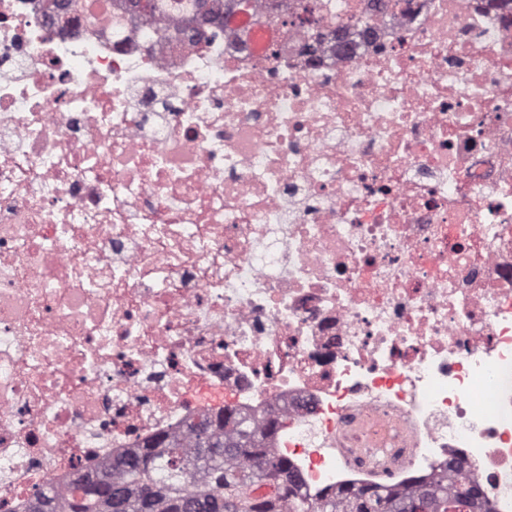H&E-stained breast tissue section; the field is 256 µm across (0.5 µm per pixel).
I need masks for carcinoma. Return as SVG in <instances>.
Instances as JSON below:
<instances>
[{"label":"carcinoma","mask_w":512,"mask_h":512,"mask_svg":"<svg viewBox=\"0 0 512 512\" xmlns=\"http://www.w3.org/2000/svg\"><path fill=\"white\" fill-rule=\"evenodd\" d=\"M194 447L171 438L163 448L109 464L84 483L54 497L42 494L28 512H454L475 505L478 487L461 462L451 466L453 492L425 485L403 494L368 483L356 492H332L318 502L297 497L298 477L288 460L269 453L264 437L240 421L220 418L191 427Z\"/></svg>","instance_id":"obj_1"}]
</instances>
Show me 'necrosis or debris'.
<instances>
[{
  "mask_svg": "<svg viewBox=\"0 0 512 512\" xmlns=\"http://www.w3.org/2000/svg\"><path fill=\"white\" fill-rule=\"evenodd\" d=\"M238 2L0 0V512L226 412L512 512V0Z\"/></svg>",
  "mask_w": 512,
  "mask_h": 512,
  "instance_id": "necrosis-or-debris-1",
  "label": "necrosis or debris"
}]
</instances>
